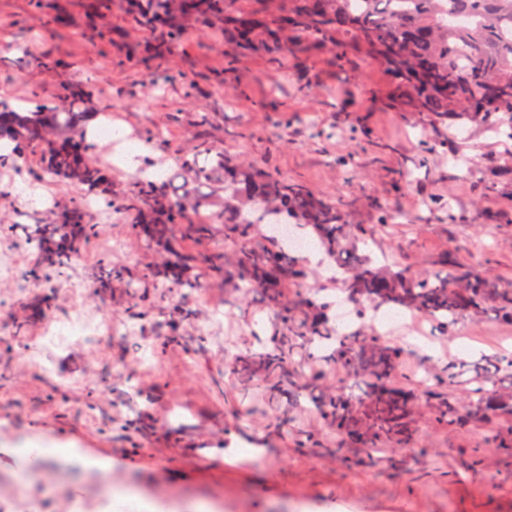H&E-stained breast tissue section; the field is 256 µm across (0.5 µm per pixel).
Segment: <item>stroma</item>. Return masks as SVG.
Returning a JSON list of instances; mask_svg holds the SVG:
<instances>
[{
  "mask_svg": "<svg viewBox=\"0 0 512 512\" xmlns=\"http://www.w3.org/2000/svg\"><path fill=\"white\" fill-rule=\"evenodd\" d=\"M171 21L189 34L157 58L153 49L166 36L149 35L131 0H0V100L31 109L60 83H81L92 112L116 131L159 134L167 160L204 141L338 200L349 224L371 231L361 250L379 263L431 279L445 275L448 256L512 285V139L467 124L457 142L469 162L453 167L447 152L425 148L424 119L390 96L373 55L362 49L333 63L339 34L310 49L292 42L281 55L255 45L228 74L222 24L179 12ZM106 154L95 141L109 185L86 214L95 232L74 241L60 273L29 234L61 236L58 217L84 201V186L47 183L27 170L20 183L0 182V252L12 253L29 281L20 288L0 280L1 489L32 484L48 512H68L74 499L99 512L107 479L139 491L121 512H142L166 495L176 497L178 512H197L205 500L221 502L223 512H512V413L493 409L450 427L438 421L431 396L449 391L466 409L465 381L477 372L492 395L511 394L512 321L490 312L461 319L432 342L413 329L385 337L403 364L394 384L411 386L418 415L412 443L371 457L352 440L337 441L312 394L292 391L258 409L260 378L234 366L233 356L255 349L281 322L261 295L247 308L233 305L232 282L207 271L209 255L229 260L235 249L216 218L223 188L189 214L209 227L190 246L197 289L171 297L144 280L131 294L127 276L152 267L156 254L122 207L137 175ZM349 156L358 163L352 171L343 165ZM21 183L45 192V202L25 198ZM397 211L400 223H383ZM139 296L151 319L135 317ZM79 305L96 322L121 324V334L74 336L67 318ZM181 308L192 318L178 319ZM49 317L69 336L66 347L44 338ZM449 368L459 382H444ZM28 448L62 449L68 460L39 471Z\"/></svg>",
  "mask_w": 512,
  "mask_h": 512,
  "instance_id": "obj_1",
  "label": "stroma"
}]
</instances>
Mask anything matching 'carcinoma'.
Masks as SVG:
<instances>
[{"label": "carcinoma", "instance_id": "obj_1", "mask_svg": "<svg viewBox=\"0 0 512 512\" xmlns=\"http://www.w3.org/2000/svg\"><path fill=\"white\" fill-rule=\"evenodd\" d=\"M171 0L135 4L137 17L160 21ZM188 13L220 19L229 36L232 59L252 49L257 35L266 51L282 54L289 35L316 41L335 30L353 36L337 46L336 59L345 50L361 48L385 67L393 80L392 95L406 100L437 131L449 123L492 125L498 134L512 137V0H294L293 7L275 16H260L228 6V0H182ZM88 96L79 83H63L53 99L21 112L0 102V145L7 141L40 149L38 173L64 183H78L94 191L102 174L85 141L84 113L72 106ZM179 171L160 180L140 175L129 208L135 212V231L148 244L164 248L156 268L129 278L164 279L172 288H192L194 257L179 243L198 240L206 231L188 221V208L205 205L202 188L224 185V211L220 220L225 235L236 244L234 268L240 283L270 299L281 315L283 328L259 350L236 356L245 371L261 374L264 394L260 403L286 387L304 390L324 373H343L336 388L321 394L320 410L339 439L356 436L364 448H383L394 440L408 444L417 413L410 391L392 385L401 372L399 353L363 330L331 336L328 308L322 301L305 299L295 305L279 290L300 274L296 251L273 236L258 247L254 230L259 224H293L313 237L323 254L342 269L338 288L351 301H371L386 310H412L429 315L451 328L460 319L487 311L512 320V286L497 279L457 269L431 279H419L399 265L379 267L359 253L358 242L368 236L364 227L352 233L335 199L306 185L258 171L244 160H232L203 142L184 156ZM69 235L87 237L95 225L86 221L79 204L60 217ZM38 249L57 268L67 265L70 249L65 241L36 234ZM336 339V346L316 355L300 368L294 362L295 345ZM358 381L366 396L349 394ZM475 399L460 413L451 399L439 406V418L449 426H462L483 415L491 405L479 386Z\"/></svg>", "mask_w": 512, "mask_h": 512}]
</instances>
